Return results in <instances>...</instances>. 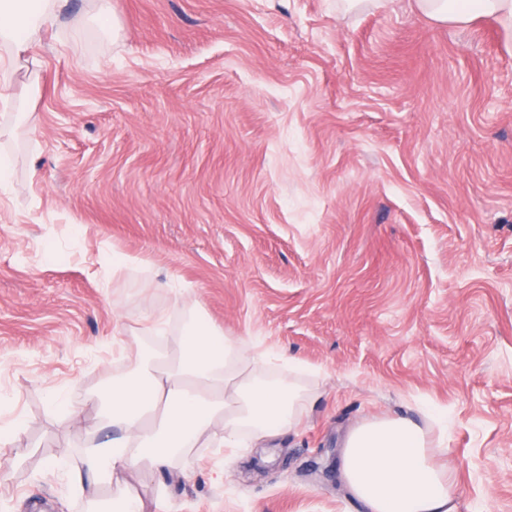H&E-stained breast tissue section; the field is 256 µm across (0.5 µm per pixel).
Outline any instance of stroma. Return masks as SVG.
<instances>
[{"label":"stroma","instance_id":"1","mask_svg":"<svg viewBox=\"0 0 512 512\" xmlns=\"http://www.w3.org/2000/svg\"><path fill=\"white\" fill-rule=\"evenodd\" d=\"M339 5L112 0L106 27L69 0L36 71L0 51V428L26 424L0 512H85L95 414L63 399L175 351L193 304L266 354L260 379L305 367L309 397L287 433L192 449L188 476L120 473L145 512H363L344 436L399 416L456 512H512V50L487 17Z\"/></svg>","mask_w":512,"mask_h":512}]
</instances>
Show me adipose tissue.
Returning a JSON list of instances; mask_svg holds the SVG:
<instances>
[{
	"label": "adipose tissue",
	"instance_id": "ef3b65f1",
	"mask_svg": "<svg viewBox=\"0 0 512 512\" xmlns=\"http://www.w3.org/2000/svg\"><path fill=\"white\" fill-rule=\"evenodd\" d=\"M66 6L67 0H0V47L21 59ZM414 7L448 26L493 18L512 41V0H414ZM179 348L172 363L149 366L113 381L104 392L68 403L72 419L90 407L116 431L104 441L88 439L71 472L72 482L87 490L89 512H143L129 489L103 496L122 471H182L200 442L232 448L242 431L263 438L295 426L299 384L249 374L243 340L193 314ZM341 474L365 512H456L451 475L436 465L423 429L405 417L353 428L343 442Z\"/></svg>",
	"mask_w": 512,
	"mask_h": 512
}]
</instances>
